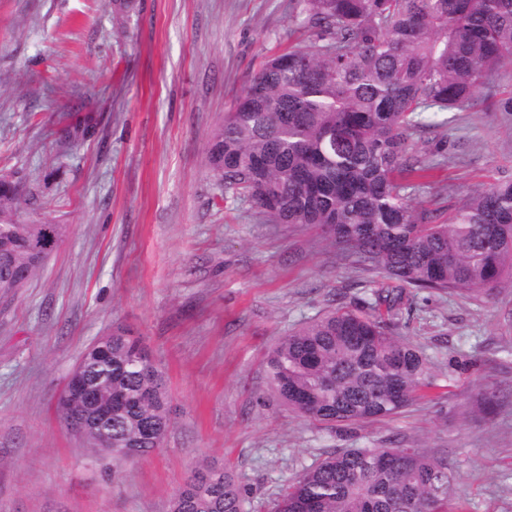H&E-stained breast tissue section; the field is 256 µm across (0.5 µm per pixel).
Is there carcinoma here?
Here are the masks:
<instances>
[{
	"label": "carcinoma",
	"instance_id": "cac0c4a2",
	"mask_svg": "<svg viewBox=\"0 0 512 512\" xmlns=\"http://www.w3.org/2000/svg\"><path fill=\"white\" fill-rule=\"evenodd\" d=\"M309 44L260 68L207 152L224 191L246 196L270 224L322 230L345 259L374 274L360 306H339L280 338L264 360L270 392L289 411L326 423L397 414L432 385L427 360L394 335L407 289L496 296L512 286V183L467 193L443 212L413 202L404 173L445 164L414 136L445 128L474 103L485 77L512 63V0H291ZM15 183L0 178V293L14 295L45 261L28 242ZM370 336L358 343L354 336ZM102 344L112 364L82 355L72 374L113 411L93 439L112 461L160 447L171 425L164 372L121 324ZM347 448L304 469L275 512H448L445 453ZM396 455L398 464L376 457ZM246 493L222 468L191 471L168 512H244Z\"/></svg>",
	"mask_w": 512,
	"mask_h": 512
}]
</instances>
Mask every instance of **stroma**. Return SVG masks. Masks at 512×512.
I'll return each mask as SVG.
<instances>
[{
	"instance_id": "stroma-1",
	"label": "stroma",
	"mask_w": 512,
	"mask_h": 512,
	"mask_svg": "<svg viewBox=\"0 0 512 512\" xmlns=\"http://www.w3.org/2000/svg\"><path fill=\"white\" fill-rule=\"evenodd\" d=\"M308 41L290 0H133L120 15L111 0H0V176L26 198L23 221L69 227L0 302V512H167L202 462L233 471L247 512H273L329 453L392 445L447 452L453 512H512V287L415 296L395 334L435 384L393 417L332 428L268 390L277 339L355 305L371 278L320 232L266 223L206 163L262 63ZM420 146L448 162L417 201L451 208L512 182V66ZM116 322L161 363L172 405L161 447L117 470L56 413Z\"/></svg>"
}]
</instances>
